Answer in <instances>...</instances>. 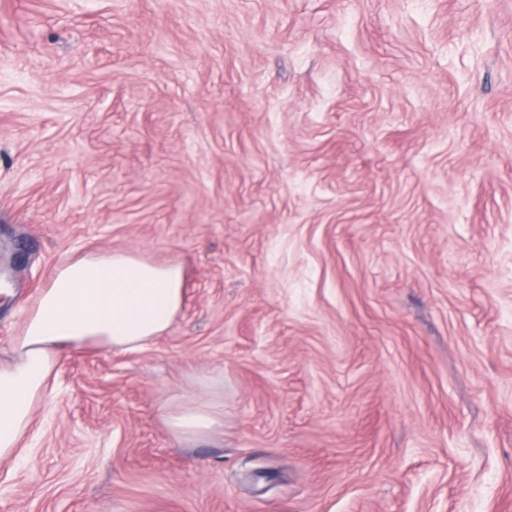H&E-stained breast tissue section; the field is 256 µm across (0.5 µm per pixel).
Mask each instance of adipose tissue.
Wrapping results in <instances>:
<instances>
[{"instance_id":"adipose-tissue-1","label":"adipose tissue","mask_w":512,"mask_h":512,"mask_svg":"<svg viewBox=\"0 0 512 512\" xmlns=\"http://www.w3.org/2000/svg\"><path fill=\"white\" fill-rule=\"evenodd\" d=\"M183 304V271L127 251H93L57 267L30 304L13 357L0 363V459H17L32 412L48 390L60 356L90 345L132 351L173 323ZM179 439L222 425L217 407L182 405L164 416Z\"/></svg>"}]
</instances>
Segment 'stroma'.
<instances>
[{"instance_id":"1","label":"stroma","mask_w":512,"mask_h":512,"mask_svg":"<svg viewBox=\"0 0 512 512\" xmlns=\"http://www.w3.org/2000/svg\"><path fill=\"white\" fill-rule=\"evenodd\" d=\"M93 250L183 306L61 359L0 512H512V0H0L1 362ZM171 434L179 439H197L210 435L224 425V412L210 405H182L165 414ZM223 421V422H222Z\"/></svg>"}]
</instances>
